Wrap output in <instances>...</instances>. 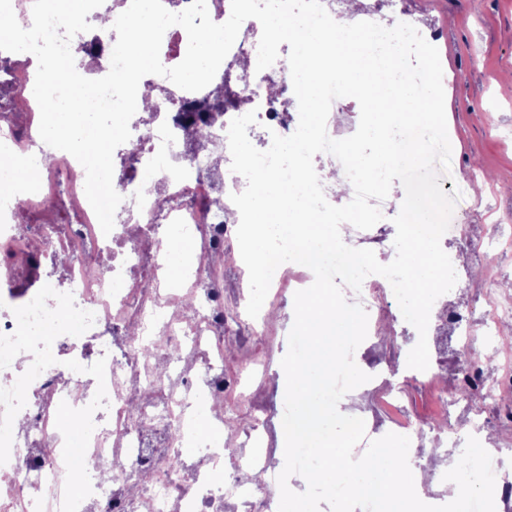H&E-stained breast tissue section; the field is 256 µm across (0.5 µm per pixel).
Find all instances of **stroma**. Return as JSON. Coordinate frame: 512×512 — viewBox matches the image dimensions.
<instances>
[{"label":"stroma","mask_w":512,"mask_h":512,"mask_svg":"<svg viewBox=\"0 0 512 512\" xmlns=\"http://www.w3.org/2000/svg\"><path fill=\"white\" fill-rule=\"evenodd\" d=\"M436 29L443 62L450 170L442 182L457 191L454 211L471 232L467 240L443 243V250L476 255L486 225L512 218V0H396ZM286 379L273 361L253 402L227 398L235 422L249 419L251 406L262 409L264 435L279 444L280 408Z\"/></svg>","instance_id":"35a3bbf8"}]
</instances>
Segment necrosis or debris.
Listing matches in <instances>:
<instances>
[{"mask_svg":"<svg viewBox=\"0 0 512 512\" xmlns=\"http://www.w3.org/2000/svg\"><path fill=\"white\" fill-rule=\"evenodd\" d=\"M130 0H104L91 31L70 47L77 71L110 70L113 24ZM261 25L246 20L213 81L189 92L148 75L131 136L113 155L122 202L103 233L84 190L85 171L45 145L33 94L31 57L0 51V512H256L275 499L283 466L271 453L236 444L225 394L244 399L266 376L274 342L240 346V366L224 373V265L232 248V194L246 187L230 169L227 131L244 109L262 148L295 132L298 104L284 58L257 70ZM208 100L207 138L186 112ZM373 334L399 305L388 280L344 288ZM431 321L468 335L466 377L482 406L456 379L411 371L438 388L440 422H462L492 458L496 512H512V454L493 430L512 423V372L494 366L512 322L505 300L480 318L461 307L432 309ZM378 405L395 431L420 433L401 387L380 383ZM86 472L76 487L73 470Z\"/></svg>","mask_w":512,"mask_h":512,"instance_id":"necrosis-or-debris-1","label":"necrosis or debris"}]
</instances>
